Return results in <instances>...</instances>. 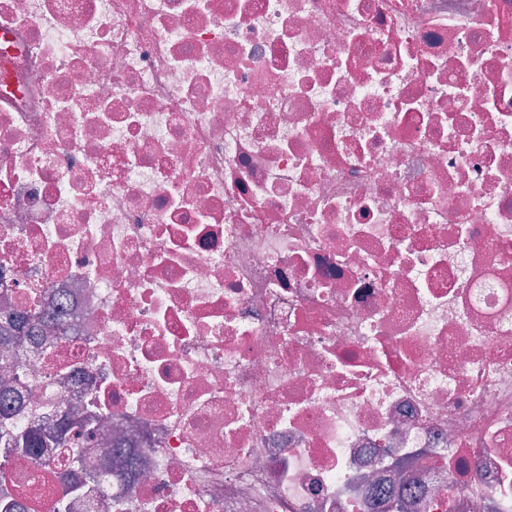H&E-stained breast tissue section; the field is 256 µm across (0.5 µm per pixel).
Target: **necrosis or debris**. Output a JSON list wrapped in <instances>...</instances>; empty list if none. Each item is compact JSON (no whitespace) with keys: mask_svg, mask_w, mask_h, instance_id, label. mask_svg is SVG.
<instances>
[{"mask_svg":"<svg viewBox=\"0 0 512 512\" xmlns=\"http://www.w3.org/2000/svg\"><path fill=\"white\" fill-rule=\"evenodd\" d=\"M27 512H512V0H0ZM90 427L82 421L73 422L68 428L59 431H44L43 433H28L22 435H11L9 429L3 426L1 421V433L8 437V444L12 446L17 454L24 455L32 448H61V453L65 454L64 448H77L80 440L89 434ZM53 446H48V445ZM63 449V451H62Z\"/></svg>","mask_w":512,"mask_h":512,"instance_id":"1","label":"necrosis or debris"}]
</instances>
